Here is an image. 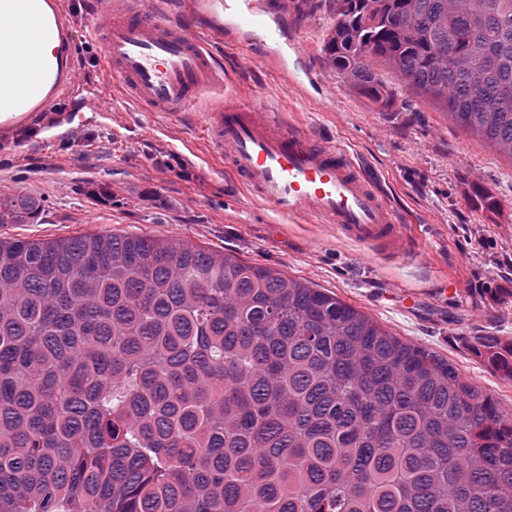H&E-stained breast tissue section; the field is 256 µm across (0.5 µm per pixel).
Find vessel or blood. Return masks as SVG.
<instances>
[{"label": "vessel or blood", "instance_id": "obj_1", "mask_svg": "<svg viewBox=\"0 0 512 512\" xmlns=\"http://www.w3.org/2000/svg\"><path fill=\"white\" fill-rule=\"evenodd\" d=\"M195 14L222 24L227 39L263 47L261 63L288 72L282 15L271 0H195ZM189 18L157 0H112L91 14L105 75L145 112L179 119L199 113L211 158L224 159L237 186L280 224H330L370 248L398 244L404 228L350 152L287 123L268 104L238 99ZM73 26L64 0H0V120L13 126L71 94Z\"/></svg>", "mask_w": 512, "mask_h": 512}]
</instances>
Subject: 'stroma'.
<instances>
[{
  "instance_id": "35a3bbf8",
  "label": "stroma",
  "mask_w": 512,
  "mask_h": 512,
  "mask_svg": "<svg viewBox=\"0 0 512 512\" xmlns=\"http://www.w3.org/2000/svg\"><path fill=\"white\" fill-rule=\"evenodd\" d=\"M80 13L108 0H76ZM300 65L322 95L308 99L251 59L245 45L212 39L224 82L238 97L272 104L286 120L321 131L344 146L385 190L412 227L415 254H371L338 239L327 224H277L242 190L220 161L202 162L209 147L196 119L145 112L106 79L99 46L74 23L78 87L96 86L105 117L81 121L75 98L56 103L54 126L41 118L0 127V191L20 190L45 202L38 223L9 224L0 237L60 239L132 233L183 239L239 259L278 268L335 294L403 341L447 358L512 413V381L457 347L456 336L484 329L512 339V159L471 137L434 105L409 100L393 74L391 107L360 97L329 67L323 41L336 22L327 0H278ZM188 141L192 150L181 149ZM109 196H97L100 186ZM483 192L496 203L474 201ZM452 281L448 293L438 286Z\"/></svg>"
}]
</instances>
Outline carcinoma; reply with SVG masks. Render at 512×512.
<instances>
[{
  "mask_svg": "<svg viewBox=\"0 0 512 512\" xmlns=\"http://www.w3.org/2000/svg\"><path fill=\"white\" fill-rule=\"evenodd\" d=\"M372 63L512 159V0H331ZM43 202L0 192V227ZM456 341L512 381V340ZM0 512H512V415L434 351L183 240L0 239Z\"/></svg>",
  "mask_w": 512,
  "mask_h": 512,
  "instance_id": "obj_1",
  "label": "carcinoma"
}]
</instances>
